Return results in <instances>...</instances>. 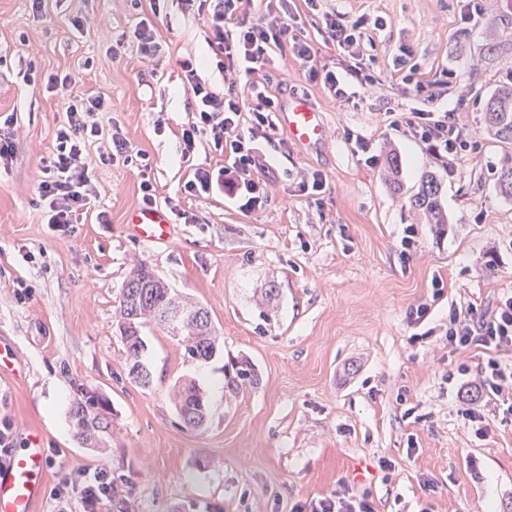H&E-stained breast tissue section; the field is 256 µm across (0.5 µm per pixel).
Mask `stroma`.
Here are the masks:
<instances>
[{"label":"stroma","mask_w":512,"mask_h":512,"mask_svg":"<svg viewBox=\"0 0 512 512\" xmlns=\"http://www.w3.org/2000/svg\"><path fill=\"white\" fill-rule=\"evenodd\" d=\"M475 3L466 24L462 0H319L316 11L291 0L330 66L340 57L322 31L324 13L381 19L363 32L376 81L354 85L352 101L340 103L292 56L268 66L280 108L310 99L327 136L304 151L283 129L271 132L261 143L268 198L250 211L221 194H181L195 167L220 161L203 143L182 156L181 128L194 109L182 61L195 59L214 92L225 87L202 16L180 0H162L156 15L149 0H45L39 12L32 0H0V132L16 144L0 165V353L13 365L0 375V430L15 448L28 434L41 437L48 468L36 512H53L51 489L65 478L81 482L87 467L112 474L116 491L103 512H295L345 483L369 492L378 512H512V421L486 405L490 429L475 435L458 388L487 356L450 353L445 336L451 309L484 310L512 295V198L496 189L512 145L488 129L483 110L512 78V0ZM491 15L500 20L492 30ZM143 19L162 43L149 64L131 40ZM403 46L420 80L451 73L449 93L408 90L394 67ZM52 74L109 102L93 116L104 133L87 147L95 196L80 223L65 228L47 224L37 196L70 94L48 88ZM418 109L456 110L472 132L476 147L455 173L386 121ZM115 125L147 154L157 205L173 201L194 217H173L167 243L142 242L125 222L142 204L141 178L138 162L99 161ZM352 133L373 143L382 164L360 160ZM392 156L394 184L385 164ZM315 172L326 185L312 200L298 184ZM426 174L440 185L445 224L410 203ZM410 224L417 250L405 264L400 241ZM141 262L208 310L219 330L214 357L196 361L179 338L147 327L146 387L129 373L117 328L120 292ZM436 277L445 283L437 299ZM423 303L427 317L410 323L408 311ZM244 358L259 382L236 394L227 382ZM190 381L208 409L196 431L183 426L172 399ZM89 396L111 423L99 447L79 439L71 417L73 403ZM383 460L391 469L380 468Z\"/></svg>","instance_id":"35a3bbf8"}]
</instances>
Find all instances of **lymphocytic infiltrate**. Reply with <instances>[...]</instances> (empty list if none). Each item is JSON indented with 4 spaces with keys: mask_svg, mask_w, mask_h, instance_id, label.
<instances>
[{
    "mask_svg": "<svg viewBox=\"0 0 512 512\" xmlns=\"http://www.w3.org/2000/svg\"><path fill=\"white\" fill-rule=\"evenodd\" d=\"M184 10H197L211 31L213 60L219 71L253 74L269 64L275 54H291L304 67L310 81L322 82L324 90L339 101L349 100L352 84H371L375 78L363 63L364 20L346 21L339 15L323 16L325 33L346 60L342 70L322 64L311 40L301 35L296 15L284 10L276 16L247 17L244 0H181ZM182 85L195 102L191 123L181 131L182 155L190 157L198 144L223 157V165L194 168L183 186L185 196L202 198L222 191L240 201L243 208H261L266 199V184L260 176L266 166L258 144L261 134L274 129L278 103L267 85H250V98H243L235 83H228L223 94L203 84L192 62L182 65ZM105 98L98 94L74 95L66 109V119L55 132V147L43 168L37 192L48 223L65 228L78 223L92 193L86 148L102 136L103 129L93 122L94 113L107 110ZM411 135L424 144L439 162L465 158L472 144L468 129L459 124L453 111L420 110L406 118ZM451 351L480 349L488 358L477 378L463 387L467 398L461 415L477 435H486L489 425L480 401L493 402L503 415L512 416V366L496 357L497 351L512 349V296L499 300L493 312L475 306L455 308L448 317L445 333ZM79 494L85 507L94 508L112 497V476L94 468L81 488L63 481L54 499Z\"/></svg>",
    "mask_w": 512,
    "mask_h": 512,
    "instance_id": "obj_1",
    "label": "lymphocytic infiltrate"
}]
</instances>
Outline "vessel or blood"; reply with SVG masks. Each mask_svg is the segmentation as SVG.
<instances>
[{
  "mask_svg": "<svg viewBox=\"0 0 512 512\" xmlns=\"http://www.w3.org/2000/svg\"><path fill=\"white\" fill-rule=\"evenodd\" d=\"M277 121L288 138L307 149L319 143L325 132L323 115L304 97L295 98L287 110L278 113ZM126 224L135 236L153 244H163L172 237V225L165 208H134L127 212ZM47 458L36 435H29L24 448L12 453L0 464V512H36L44 485Z\"/></svg>",
  "mask_w": 512,
  "mask_h": 512,
  "instance_id": "vessel-or-blood-1",
  "label": "vessel or blood"
}]
</instances>
